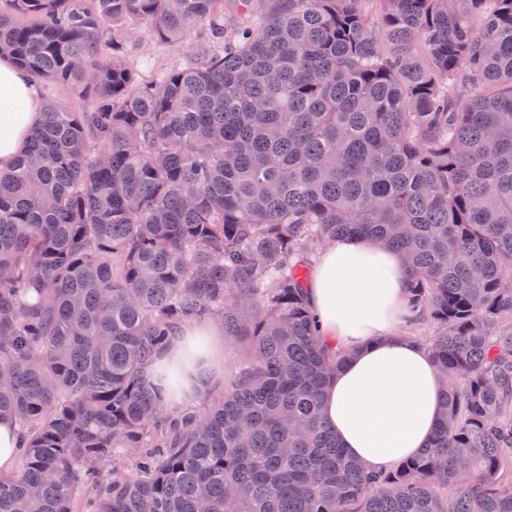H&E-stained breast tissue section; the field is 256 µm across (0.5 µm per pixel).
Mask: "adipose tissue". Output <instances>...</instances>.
<instances>
[{"label":"adipose tissue","instance_id":"1","mask_svg":"<svg viewBox=\"0 0 512 512\" xmlns=\"http://www.w3.org/2000/svg\"><path fill=\"white\" fill-rule=\"evenodd\" d=\"M38 100L34 81L1 56L0 171L12 167L40 123ZM409 280L398 252L347 238L324 249L306 283L322 338L347 355L322 394L324 422L370 473L391 470L427 447L441 417L440 374L424 343L403 330ZM188 350L199 361L187 370L180 407L194 404L224 366L219 329L189 325L149 374Z\"/></svg>","mask_w":512,"mask_h":512}]
</instances>
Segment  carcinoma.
Masks as SVG:
<instances>
[{"label":"carcinoma","mask_w":512,"mask_h":512,"mask_svg":"<svg viewBox=\"0 0 512 512\" xmlns=\"http://www.w3.org/2000/svg\"><path fill=\"white\" fill-rule=\"evenodd\" d=\"M232 6L0 0V56L86 102L45 104L0 171V512H512V0ZM199 23L179 66L130 64ZM349 237L400 252L446 379L384 474L320 410L345 357L305 282ZM200 318L245 355L173 414L144 368ZM19 444V436L17 428L14 422L10 419H0V471H9L13 464V471L17 464L18 458H16ZM16 458V460H15ZM15 462V463H14ZM10 471V472H11Z\"/></svg>","instance_id":"carcinoma-1"}]
</instances>
